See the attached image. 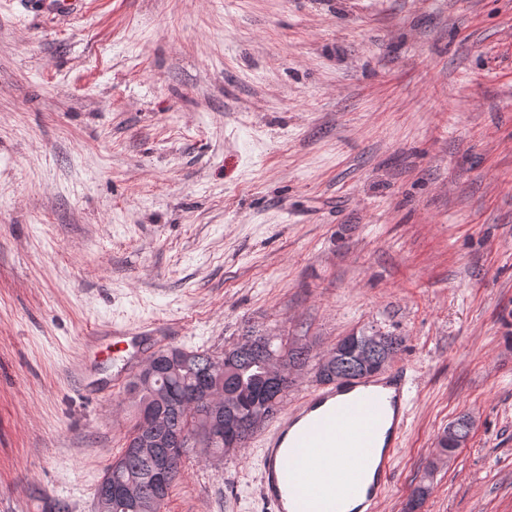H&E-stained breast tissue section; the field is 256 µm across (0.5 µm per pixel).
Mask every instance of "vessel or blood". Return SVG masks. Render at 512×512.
<instances>
[{
	"label": "vessel or blood",
	"instance_id": "obj_1",
	"mask_svg": "<svg viewBox=\"0 0 512 512\" xmlns=\"http://www.w3.org/2000/svg\"><path fill=\"white\" fill-rule=\"evenodd\" d=\"M86 0H39L42 11L82 12ZM136 364L159 336L132 339ZM413 380L394 367L307 391L261 440L259 496L269 512H381L410 418Z\"/></svg>",
	"mask_w": 512,
	"mask_h": 512
}]
</instances>
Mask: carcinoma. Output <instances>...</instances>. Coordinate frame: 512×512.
<instances>
[{"instance_id": "obj_1", "label": "carcinoma", "mask_w": 512, "mask_h": 512, "mask_svg": "<svg viewBox=\"0 0 512 512\" xmlns=\"http://www.w3.org/2000/svg\"><path fill=\"white\" fill-rule=\"evenodd\" d=\"M184 353L189 356L188 366L168 373L162 367L166 351H158L130 384L138 397L136 420L125 447L112 461V472L103 473L98 482L95 498L115 486H128L135 499L130 505L114 502L109 512H127L132 506L138 512H157L180 478L189 442L222 456L229 452L224 447V425L238 420L262 425L273 419L283 408L294 374L312 359V345L256 334L224 348L219 357L201 350ZM215 360L224 363V390L208 394L203 378ZM272 372L281 378L275 391L266 388ZM177 433L186 438L177 449L159 446L162 439ZM468 433L469 427L458 426L454 438L439 443L442 453L453 454ZM160 457L167 460V490L159 498L155 481Z\"/></svg>"}]
</instances>
